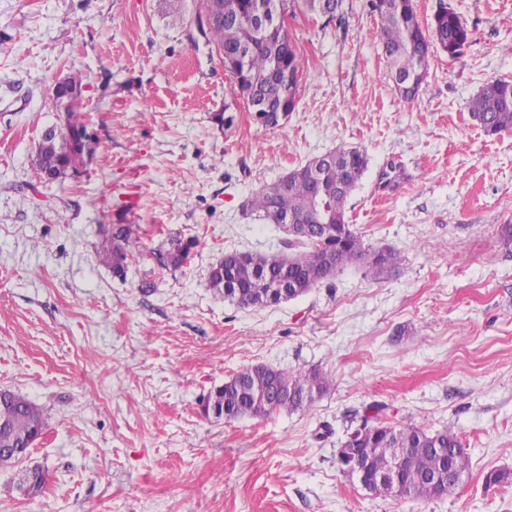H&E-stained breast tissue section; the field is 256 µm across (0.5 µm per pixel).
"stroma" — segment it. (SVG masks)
Listing matches in <instances>:
<instances>
[{
    "mask_svg": "<svg viewBox=\"0 0 512 512\" xmlns=\"http://www.w3.org/2000/svg\"><path fill=\"white\" fill-rule=\"evenodd\" d=\"M444 1L470 45L432 52L412 102L366 0L329 24L289 16L300 103L264 128L210 45L156 0H0V389L41 408L27 462L47 475L29 500L0 471V512H512V480L485 484L512 472V252L499 240L512 133L486 135L465 107L512 79V0ZM74 73L92 159L46 184L29 154ZM340 146L369 159L348 221L399 268L351 264L264 309L215 296L225 253L285 237L247 198ZM118 224L134 227L122 277L97 257ZM173 238L194 246L165 268L155 254ZM260 364L332 385L303 411L205 415L204 398ZM371 404L383 421L457 433L462 486L404 500L343 474L341 442Z\"/></svg>",
    "mask_w": 512,
    "mask_h": 512,
    "instance_id": "1",
    "label": "stroma"
}]
</instances>
